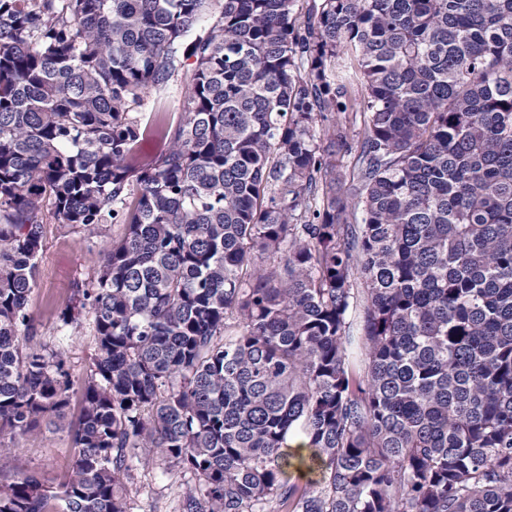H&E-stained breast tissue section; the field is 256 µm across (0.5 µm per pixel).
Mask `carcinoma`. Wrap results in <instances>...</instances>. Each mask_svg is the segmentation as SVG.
<instances>
[{"instance_id":"1","label":"carcinoma","mask_w":512,"mask_h":512,"mask_svg":"<svg viewBox=\"0 0 512 512\" xmlns=\"http://www.w3.org/2000/svg\"><path fill=\"white\" fill-rule=\"evenodd\" d=\"M296 2L0 0V462L73 443L0 512H127L158 459L180 512H512V0ZM49 216L123 225L57 310L72 422ZM183 84L180 79H175L170 84L159 91H153L147 94L141 105L136 106L134 112H141L145 117L149 116V112H153L155 108L165 107L170 112L176 111L182 99ZM168 147V141L155 138L145 144L137 153L128 159L130 167L137 171L148 169L153 164L155 158ZM47 222L46 240L38 260L36 286L28 312L44 339L65 351L76 381L88 367L94 336L89 328L70 336H59L57 306L65 298L71 282L84 277L94 267L99 254L112 247V238L118 236L122 226L108 224L97 237L88 240L51 218ZM16 442L19 448L31 449L21 450L10 458L7 467L11 473L37 470L49 483H57L71 462L72 442L67 430L43 426L34 440L17 436Z\"/></svg>"}]
</instances>
